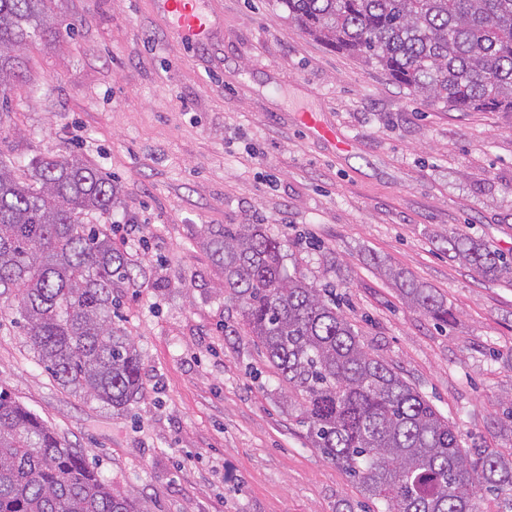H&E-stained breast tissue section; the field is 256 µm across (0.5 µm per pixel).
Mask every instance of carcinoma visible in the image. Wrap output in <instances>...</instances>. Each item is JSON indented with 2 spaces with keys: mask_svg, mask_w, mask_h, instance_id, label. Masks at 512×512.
Returning <instances> with one entry per match:
<instances>
[{
  "mask_svg": "<svg viewBox=\"0 0 512 512\" xmlns=\"http://www.w3.org/2000/svg\"><path fill=\"white\" fill-rule=\"evenodd\" d=\"M48 0H0V105L19 78L15 49L52 34ZM327 46L380 67L427 102L458 112H512V0H275ZM21 180L0 156V298L64 388L123 410L143 393L142 359L117 326L120 288L146 276L102 224L113 181L76 154L35 155ZM224 297L298 407L325 458L382 512H480L479 492L512 512V455L462 450L456 426L388 362L322 289L284 265L283 245L258 224L200 232ZM485 278L512 274L488 245L446 237ZM402 296L439 326L448 302L393 268ZM0 512H145L113 490L35 413L0 393Z\"/></svg>",
  "mask_w": 512,
  "mask_h": 512,
  "instance_id": "carcinoma-1",
  "label": "carcinoma"
}]
</instances>
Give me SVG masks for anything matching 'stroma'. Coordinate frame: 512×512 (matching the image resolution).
Returning <instances> with one entry per match:
<instances>
[{
  "mask_svg": "<svg viewBox=\"0 0 512 512\" xmlns=\"http://www.w3.org/2000/svg\"><path fill=\"white\" fill-rule=\"evenodd\" d=\"M189 45L154 0H51L53 36L22 54L0 155L75 153L119 192L112 237L147 267L121 294L144 390L117 411L62 388L0 310V392L37 413L146 512H363L306 439L260 346L240 330L199 232L258 224L286 265L336 291L466 448L512 451V275L490 280L448 232L512 261V112H457L330 48L274 0H206ZM313 110L331 137L302 123ZM456 310L439 328L383 267Z\"/></svg>",
  "mask_w": 512,
  "mask_h": 512,
  "instance_id": "1",
  "label": "stroma"
}]
</instances>
